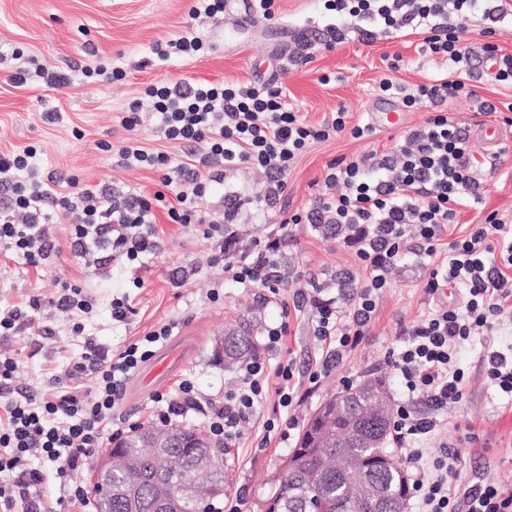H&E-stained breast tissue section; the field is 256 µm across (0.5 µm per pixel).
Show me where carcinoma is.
I'll list each match as a JSON object with an SVG mask.
<instances>
[{"label": "carcinoma", "mask_w": 512, "mask_h": 512, "mask_svg": "<svg viewBox=\"0 0 512 512\" xmlns=\"http://www.w3.org/2000/svg\"><path fill=\"white\" fill-rule=\"evenodd\" d=\"M253 344L249 332L242 326L227 332L224 340V367L231 369L253 357ZM338 399L343 406L334 420L337 433L346 429L349 421L358 425L356 435L346 439L347 455L377 466L374 480L380 488L382 500L400 496L401 464L387 450L391 420L375 419L364 406L361 390L345 388ZM310 430H305L298 448L299 464L283 470L273 499L280 502L281 512H380V503L363 497L358 483L348 466H336V442L318 452L307 447ZM176 435L216 454L217 465L208 472L195 468L190 457L191 449L177 448L183 463L163 477L182 484L197 482L218 483L226 486L224 474V448L211 443L196 428L183 427ZM155 476V460L146 448L140 452V469L137 473H124L112 478V498L104 502L96 497L97 512H160L152 496L148 479Z\"/></svg>", "instance_id": "carcinoma-1"}]
</instances>
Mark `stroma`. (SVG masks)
Listing matches in <instances>:
<instances>
[{
    "label": "stroma",
    "instance_id": "stroma-1",
    "mask_svg": "<svg viewBox=\"0 0 512 512\" xmlns=\"http://www.w3.org/2000/svg\"><path fill=\"white\" fill-rule=\"evenodd\" d=\"M192 0H0V151L11 152L33 146L38 150L39 176L78 178L81 184L109 186L120 191L154 192L158 173L129 168L116 152L101 150V143L119 144L133 135L151 149L180 150L159 138L160 117L143 107V121L134 132L120 124L122 112L139 98L145 83L161 81H235L256 86L270 82L281 87L288 104L307 121H321L330 112L344 110L348 125L368 123L374 112L405 110L406 127L414 128L428 118L432 107L422 104L404 108L400 96L378 95V81L386 76L405 86L446 77L448 65L426 53L418 34L401 36L381 33L364 44L355 35L330 49H317L313 61L290 66L289 47L298 34L318 38L333 24L350 25L349 16L327 10L324 0H276V18H246L242 0H227L224 13L215 19H195ZM451 23L466 42L477 48L492 42L500 53L512 55V27L499 24L494 35L482 14L455 12ZM182 36H197L207 45L195 57H158L154 48ZM397 70H389L391 62ZM37 64L61 76L50 86L37 74L24 85L10 82L18 68ZM101 66L121 69L123 79L84 77L85 68ZM481 54H473L466 82L476 98L459 97L450 106L455 120L469 133L472 153L481 164L476 176L482 189L479 204L463 208L452 230L443 231L442 241L466 234L468 225L479 223L496 210L512 219V141L503 142L504 156L496 168L483 163L487 148L477 137L480 100L512 101V84L496 81L487 71ZM402 131L379 130L372 137L356 139L344 132L312 144L288 173V193L276 203L257 201L261 176L249 169L226 172L223 184L215 186L200 201L203 211L221 214L228 192H238L245 201L241 229L245 239L267 235L280 220L281 210L312 206L324 189L327 165L372 150L396 147ZM158 250L131 264L126 259L97 263L79 260L70 249L68 223L54 225L60 249L49 264L34 267L0 253V307L25 306L29 296L53 297L63 285L84 288L93 302L85 334L99 347L115 350L133 342L150 328L170 321L178 328L163 345L171 356L164 371L153 373L145 362L126 382L128 387L115 411L125 425L153 424L152 397L168 391L177 380H192L196 407L185 418L188 425L206 429L211 402L223 401L239 382V370H225L214 356L216 341L226 329L246 325L256 354L277 364L292 359L296 379H303L322 350L316 340L310 307H294L293 301L308 283L319 284L335 297L340 309L353 303L362 275L352 251L325 227L293 224L282 247L288 266V290L282 298L269 300L260 288H247L225 280L220 268L211 266V241L191 229L168 223L158 216ZM410 253L394 273L390 285L376 301V311L364 341L346 354L319 385L288 411H274L265 401L246 423L240 440L224 447V469L231 479L226 497L242 495L243 512H262L276 490L283 466L296 448L308 419L331 395L368 379H383L392 402L406 401L400 381L388 364V355L399 343L402 325L416 322L432 312L437 303L455 306L461 293L445 289L432 299L423 288L425 271L415 252L416 239H408ZM142 287H134L133 279ZM218 289L219 300H209L210 289ZM126 298L135 314L129 321L112 318L111 302ZM72 316L53 305H43L37 316L46 331L34 336L0 339V356L19 365L21 388L36 394L52 386L68 359L80 356L84 344L70 334ZM288 322L289 334L276 349H268L266 331ZM493 346L473 338L457 353L456 364L467 377L458 404L437 411L438 433L425 445V458L441 456L444 449L461 452L458 488L476 483L512 485V397L492 385L484 373L488 349L512 351V311L498 320ZM276 418L279 429L267 435L265 423Z\"/></svg>",
    "mask_w": 512,
    "mask_h": 512
}]
</instances>
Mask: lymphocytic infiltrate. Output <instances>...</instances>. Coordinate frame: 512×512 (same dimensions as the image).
<instances>
[{"label": "lymphocytic infiltrate", "mask_w": 512, "mask_h": 512, "mask_svg": "<svg viewBox=\"0 0 512 512\" xmlns=\"http://www.w3.org/2000/svg\"><path fill=\"white\" fill-rule=\"evenodd\" d=\"M331 8L356 18L361 42H371L380 30L419 34L427 52L446 57L453 67L474 51L449 25L448 15L483 11L485 0H333ZM377 90L397 92L405 107L430 103L437 110L423 125L406 132L394 150L331 161L324 179L326 194L309 209L282 215L265 237L247 241L237 229L239 203L216 217L199 206L211 187L223 182L225 171L240 167L263 171L267 182L262 197L270 201L284 194L290 167L311 144L347 130L353 137L368 138L374 128L348 126L341 109L318 124L307 123L289 108L280 88L268 85L148 84L143 95L161 116L163 139L179 144L184 152L174 159L132 138L140 124L141 103L136 100L120 119L130 136L118 154L126 166L158 171L161 190L150 196L131 191L119 197L110 188L84 186L72 178L69 192L62 193L54 189L53 179L38 177L34 148L1 152L0 188L9 192L10 199L0 207V248L29 265L47 264L56 253L51 224L58 216L75 213L79 221L72 225L71 237L77 256L94 249L109 259L133 262L156 251L155 211L162 208L171 223L193 226L203 239L212 241V263L225 277L268 290L277 298L285 286L281 248L289 225H334L355 254L362 281L346 311L319 286L302 294L314 313V334L322 345V357L308 375L309 383L315 384L365 338L378 292L407 256L408 238H416L421 242L418 255L425 268L426 292L437 297L447 286L458 287L463 305H439L425 319L402 327L404 344L392 351L389 364L410 401L436 411L458 403L467 382L464 371L455 365L458 349L472 337H493L498 316L512 306V275L502 270L503 265L512 266V223L493 212L466 236L445 244L440 241L459 207L481 200L471 169L461 161L468 149L467 134L440 105L460 96L475 97V90L462 80L445 78L410 88L384 78ZM497 252L503 255L499 264L492 260ZM175 327L172 321L155 326L112 352L86 342L81 357L64 367V385L37 396L15 397L18 364L0 358V398L5 401L0 408V512H57L53 502L34 492L42 481L41 471L30 464L35 456L55 468L69 506L81 512L89 507L86 491L71 484V474L111 439L114 410L127 380ZM86 378L93 381L88 392L79 387ZM270 390L280 407L292 406L298 395L292 363L272 368L256 358L244 364L237 390L213 407L210 432L226 440L238 437ZM437 427L436 419L418 416L401 405L393 420V440L406 449L408 459L418 461L422 458L418 442L429 439ZM456 477L444 455L418 469L412 483L418 512H512V489L488 483L459 493Z\"/></svg>", "instance_id": "lymphocytic-infiltrate-1"}]
</instances>
